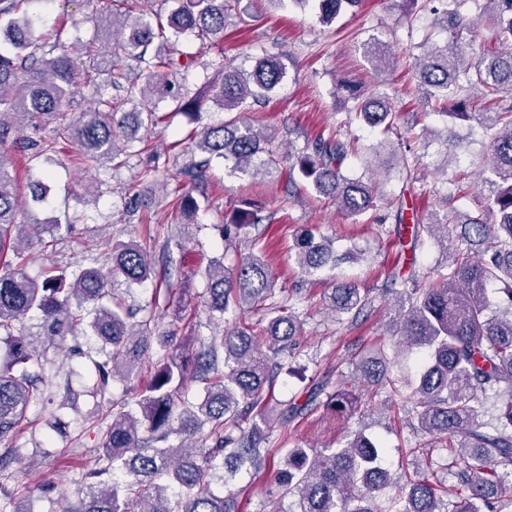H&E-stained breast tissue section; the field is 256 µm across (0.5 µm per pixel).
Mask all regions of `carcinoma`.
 <instances>
[{
    "label": "carcinoma",
    "instance_id": "cac0c4a2",
    "mask_svg": "<svg viewBox=\"0 0 512 512\" xmlns=\"http://www.w3.org/2000/svg\"><path fill=\"white\" fill-rule=\"evenodd\" d=\"M49 0H0V147L11 146L30 161L51 156L58 144L70 140L79 146L77 161L84 168L108 162L119 167L137 155L133 147L164 120L148 105L153 97L170 98L175 110L193 125L191 152L202 155L181 166L176 175L196 188L208 182L211 163L232 162V171L257 174L266 159L271 136L233 116L218 125L203 123L202 102L210 99L226 112H236L248 100H266L286 77L279 57L263 55L251 71L230 62L219 65L213 78L192 93L174 82L180 70L192 67L203 55L175 54L181 39L200 41L224 37V16L229 0H172L166 18L147 5L128 9L138 14L118 19L108 12L96 20L106 33L110 52L127 58L140 69L134 78L106 60L108 78L99 83L88 77L84 87L91 108L66 126L48 128L77 92L79 67L66 52L58 51L38 28L46 18ZM319 20L329 23L361 0H315ZM412 7L434 16L446 35L442 43L421 45L416 57L419 82L429 99L439 101L445 115L457 120L476 119L488 139L481 172L487 192L476 199L479 214H459L454 220L433 217L428 224L416 210L404 214L395 198L394 221L398 239H408L411 250L430 238L444 247L446 259L429 270H411L407 278L392 276L388 288L396 293L399 336L394 355L421 348V370L414 381L387 378L390 391L404 393L424 434L445 441L462 461L458 486L452 489L414 471L404 472L405 493L384 497L392 477L383 467L384 446L363 430L354 432L336 448L314 451L303 444L288 449L278 469L280 498L294 497L288 512H512V0H484V22L493 27L496 46L477 56L465 49V37L475 23L466 13L468 0H407ZM363 57L377 73L388 70L386 45L368 42ZM118 95H112V91ZM350 114L370 128L397 126L399 113L383 94L367 96L353 80L338 82ZM484 101L483 111H467L471 99ZM357 153L351 140L339 132L320 134L292 155L289 173L297 172L318 193L336 201L349 216L381 208L374 188L345 168ZM418 157L401 153L399 171L406 184L415 182ZM12 161L0 155V474L14 459L13 440L28 421L30 407L40 397L41 373L27 372L40 361L39 337L63 342L77 327L86 326L96 337L90 357L92 375L86 392L104 396L119 373H133L146 360L152 377L133 404L112 415L101 438L99 452L86 465L84 487L65 501L62 512H237L233 497L214 494L207 476L217 462L254 470L276 449L267 447L275 420L264 406L263 392L271 389L283 370L280 355L296 346L302 325L291 306L275 300V277L251 240L249 252L232 264L213 260L205 268L208 321L223 322L238 315V322L210 337L191 336V354L174 353L184 307L171 303L172 329L159 335V350L148 354L156 335L151 316L130 322L125 299L108 288V278L123 277L130 288L157 276L152 255L154 238L144 244L112 242V267L72 270L55 265L41 278L26 272L25 247L33 237L57 239L61 224L35 218L23 224ZM52 173L34 182L32 201L46 203ZM156 159L141 164L140 183L159 184ZM177 214L190 218L200 210L191 192L178 196ZM262 222L260 207L241 202L231 220L217 225L224 250L239 245L240 231ZM295 257L302 272L315 277L347 259L336 254L333 241L315 239L303 229L295 238ZM371 290L352 282H337L328 294L327 307L351 322L364 320L373 308ZM263 312L261 322H248L249 312ZM36 319L37 331L27 324ZM357 371L379 379L386 374V355L365 358ZM202 385L197 402L177 400L187 379ZM356 381L339 372L336 378L313 380L304 401L292 399L280 413L282 423L305 418L317 408L339 415L351 414L358 404ZM252 412L251 429L240 427L243 413ZM180 443L173 444L172 438ZM0 512H25L16 493L0 484Z\"/></svg>",
    "mask_w": 512,
    "mask_h": 512
}]
</instances>
